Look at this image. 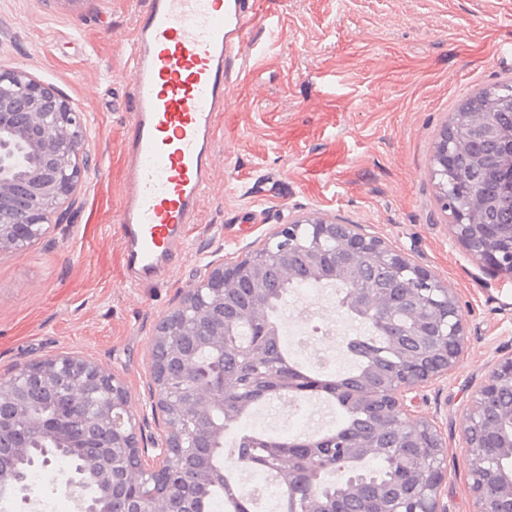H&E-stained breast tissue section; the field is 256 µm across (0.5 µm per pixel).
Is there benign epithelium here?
Returning a JSON list of instances; mask_svg holds the SVG:
<instances>
[{
	"label": "benign epithelium",
	"instance_id": "benign-epithelium-1",
	"mask_svg": "<svg viewBox=\"0 0 512 512\" xmlns=\"http://www.w3.org/2000/svg\"><path fill=\"white\" fill-rule=\"evenodd\" d=\"M493 140L498 149L495 178L489 190L472 186L468 171L483 166L472 150L474 137ZM92 165L83 113L69 99L17 68H0V253L22 249L43 236L50 222L60 223L76 201L75 193ZM430 178L441 189L440 210L451 212V235L465 257L481 268L512 276V224H497L501 195L512 193V95L490 92L467 107L438 135ZM279 251L280 279L292 281L301 263L310 281H332L341 295L338 308L377 324L387 334L385 349L392 364L390 386L377 384L370 369L344 396L354 409L370 417L358 429L334 437L311 435L295 447L310 449L292 474L325 463L348 462L387 453L404 464L405 475L381 487L376 512H446L441 488L445 466L429 463L430 448L445 449L435 420L413 414L411 394L448 378L467 350L468 332L454 288L418 264L413 256L357 224L309 218L282 224L259 246L233 261H211L203 276L158 322L149 348L151 393L140 411L133 410L124 381L85 356L62 354L33 361L0 375V444L28 454L33 438L68 444L87 465L66 478L78 512H98L99 503L85 497L86 475L110 484L128 497L130 512H147L136 483L166 467L190 431L175 422H161L163 410H178L167 387L169 365L192 376L181 394V406L214 438L224 429L212 424L224 411L232 388L224 375L194 377L196 352L169 344L173 336H191L199 347L223 358L246 356L252 370L270 365L259 336H277L266 312L271 285L268 258ZM251 289L239 303L237 289ZM251 337L242 340V324ZM56 392V410L42 417L31 410V387ZM163 424V434L146 433L149 421ZM463 448L470 461L474 512L512 508V354L499 358L487 379L471 395L462 428ZM345 489L336 508L311 502L303 512H362L366 482L346 466L338 469ZM163 512L186 506L181 485L167 483Z\"/></svg>",
	"mask_w": 512,
	"mask_h": 512
}]
</instances>
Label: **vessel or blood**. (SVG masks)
Returning <instances> with one entry per match:
<instances>
[{
	"instance_id": "b4317fda",
	"label": "vessel or blood",
	"mask_w": 512,
	"mask_h": 512,
	"mask_svg": "<svg viewBox=\"0 0 512 512\" xmlns=\"http://www.w3.org/2000/svg\"><path fill=\"white\" fill-rule=\"evenodd\" d=\"M251 0H148L136 17L119 232L131 283L163 278L207 194L230 71L257 50Z\"/></svg>"
}]
</instances>
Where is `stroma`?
<instances>
[{
  "instance_id": "35a3bbf8",
  "label": "stroma",
  "mask_w": 512,
  "mask_h": 512,
  "mask_svg": "<svg viewBox=\"0 0 512 512\" xmlns=\"http://www.w3.org/2000/svg\"><path fill=\"white\" fill-rule=\"evenodd\" d=\"M147 0H0V67H16L68 98L87 125L91 169L63 223L25 249L0 254V374L61 353L88 357L149 399V342L213 260L234 261L281 224L317 216L362 225L455 289L468 348L447 380L416 395L447 448L441 499L473 512L464 413L494 362L512 353V278L465 261L429 176L436 136L457 107L512 78V0H255L281 33L234 79L217 134L211 187L183 259L156 283L130 284L118 234L135 18ZM335 336L345 367L353 324L335 289L288 297L287 338L305 301ZM291 423L278 404L254 424L294 436L332 420L312 403Z\"/></svg>"
}]
</instances>
